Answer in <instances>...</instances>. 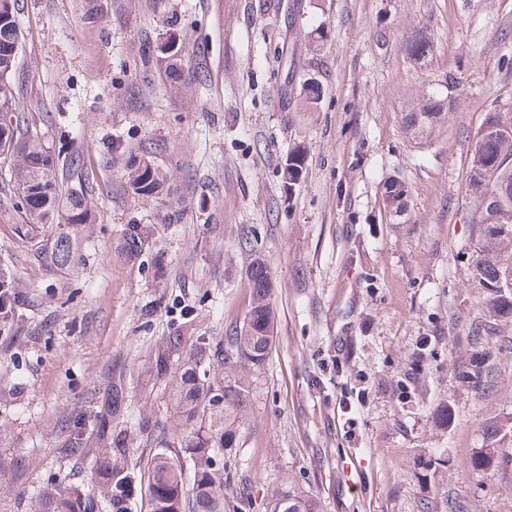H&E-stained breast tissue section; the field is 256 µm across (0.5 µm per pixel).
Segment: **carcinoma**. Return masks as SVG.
<instances>
[{"label": "carcinoma", "mask_w": 512, "mask_h": 512, "mask_svg": "<svg viewBox=\"0 0 512 512\" xmlns=\"http://www.w3.org/2000/svg\"><path fill=\"white\" fill-rule=\"evenodd\" d=\"M18 0H0V189L8 193L24 187L21 202L32 224H13L12 233L30 242L47 224L60 218L65 224H91L95 215L83 192L64 185L56 176L57 162L30 115L20 109L22 88L16 81L22 31L18 23ZM179 38L167 33L157 51L167 60V69H179ZM433 50L428 32H415L406 43L407 54L416 62L426 60ZM448 110L447 99L428 95L413 103L404 115V127L412 134L432 130ZM484 124L501 128L506 135L490 136L473 147L466 172L470 198L469 222L479 225L485 245L475 263V274L488 291L489 321L478 323L469 340L479 349L470 360L469 379L477 396L490 393L496 384L494 368L486 364L482 344L492 341L496 324L512 320V294L504 297L496 288L502 258L512 257V116L498 108L489 109ZM304 151L295 149L284 171L288 184L297 181L304 168ZM126 180L132 192L152 196L164 189L154 161L147 155H131ZM405 186L386 184L385 207L389 211L405 204ZM150 227L129 224L122 252L137 259L149 248ZM79 240L71 231L53 236L49 265L72 266L78 256ZM251 304L242 323L224 341L210 343L180 333L159 338L151 350L152 369L157 378L173 375L172 409L184 426L173 438L158 431L150 420L138 421L139 432L153 453L143 468L129 464L127 433L119 423L128 417L129 381L125 365L115 363L106 373L105 388L92 394L89 412L80 419L64 416L61 447L71 455L86 448L99 449L90 462L91 487L81 481L63 479L41 487L36 493L37 512H130L128 505L136 485L146 484V512H226L224 474L217 458L239 447L238 431L251 391L252 371L264 366L273 343L274 316L269 302L270 277L265 264L255 261L248 274ZM24 301L16 281L0 269V324L21 331Z\"/></svg>", "instance_id": "carcinoma-1"}]
</instances>
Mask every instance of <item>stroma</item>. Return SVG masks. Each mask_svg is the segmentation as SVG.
<instances>
[{
    "instance_id": "1",
    "label": "stroma",
    "mask_w": 512,
    "mask_h": 512,
    "mask_svg": "<svg viewBox=\"0 0 512 512\" xmlns=\"http://www.w3.org/2000/svg\"><path fill=\"white\" fill-rule=\"evenodd\" d=\"M102 4L91 19L84 0H19L22 106L52 153L94 172L96 220L77 227L79 261L56 270L13 235L23 213L0 204V267L28 306L27 335L0 334V512H33L41 486L83 478L57 423L84 414L112 362L136 379L132 417L175 432L151 347L186 322L223 340L249 309L258 258L274 342L222 460L227 512H271L278 490L319 512H448L452 493L465 512H512V437L484 430L512 424V348L493 349L487 397L460 373L487 300L466 169L490 106L512 112V0ZM420 29L434 48L417 63L405 43ZM172 30L173 76L154 55ZM431 93L450 110L412 138L403 116ZM146 148L166 194L126 183ZM393 178L407 189L397 216L384 208ZM130 224L153 231L133 262L120 251Z\"/></svg>"
}]
</instances>
